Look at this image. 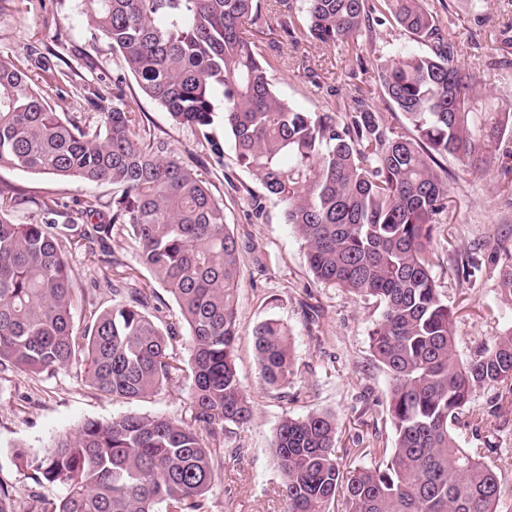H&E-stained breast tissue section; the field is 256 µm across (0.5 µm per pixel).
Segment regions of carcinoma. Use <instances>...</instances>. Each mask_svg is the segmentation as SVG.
Listing matches in <instances>:
<instances>
[{"label":"carcinoma","mask_w":512,"mask_h":512,"mask_svg":"<svg viewBox=\"0 0 512 512\" xmlns=\"http://www.w3.org/2000/svg\"><path fill=\"white\" fill-rule=\"evenodd\" d=\"M87 16L141 92L173 121L195 128L215 151L210 127L222 109L239 164L283 205L320 283L374 305L372 356L391 379L388 418L395 446L347 448L381 457L344 471L336 420L326 413L284 416L274 447L285 512H496L503 486L479 448L458 445L455 427L500 429L496 401L512 395V327L493 346L459 358L455 311L432 274L428 248L448 209L449 155L480 170L489 147L512 133V113L473 95L458 48L423 0H379L391 20L426 45L381 67L380 96L412 126L388 125L363 93L304 112L276 92L272 60L248 37L257 0H86ZM304 17L277 18L296 46L349 42L369 22L365 0H304ZM112 110L96 128L82 115L61 118L31 72L0 58V169L52 176L66 186L112 185L108 222L85 224L78 238L104 243L128 233L139 265L175 300L190 344L188 366L174 354L180 332L159 316L165 303L134 288L73 331L72 270L63 258L72 222L16 224L20 202L0 187V371L54 373L82 356L86 380L111 399L139 400L183 373L193 379L190 421L130 410L85 421L55 439L32 480L63 496L42 512H208L224 468L229 426L253 418L234 363L235 296L241 246L228 230L211 184L165 142L136 130L134 102L113 81ZM500 297L512 305V248ZM482 262L457 263L470 278ZM256 367L271 390L298 367L288 328L268 318L252 333ZM494 398L472 406L477 394Z\"/></svg>","instance_id":"cac0c4a2"}]
</instances>
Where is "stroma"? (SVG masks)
I'll list each match as a JSON object with an SVG mask.
<instances>
[{
  "instance_id": "stroma-1",
  "label": "stroma",
  "mask_w": 512,
  "mask_h": 512,
  "mask_svg": "<svg viewBox=\"0 0 512 512\" xmlns=\"http://www.w3.org/2000/svg\"><path fill=\"white\" fill-rule=\"evenodd\" d=\"M450 37L463 49L461 64L472 68L477 93L502 112H512V0H426ZM72 68L62 98L53 99L57 112L81 113L87 125L101 123L112 106V80L123 75L127 96L136 98L140 125L166 141L179 156L195 155L200 170L224 204L228 230L245 244L237 291L235 366L249 392L254 417L234 428L224 444V469L209 493V512H283L278 490L281 476L273 439L284 416L312 411L336 419L338 447L364 443L393 447L394 430L386 416L390 379L374 361L369 333L378 313L373 305L341 289L314 280L306 250L282 204L267 198L265 213L255 217L249 193H262L259 180L240 167L222 121L212 136L224 147L212 154L189 126L175 123L168 112L142 96L118 53L104 41L86 15L84 0H0V56L19 60L30 47ZM426 48L392 22L363 27L356 42L324 47L301 43L288 48L286 62L271 71L274 88L306 112L320 111L330 96L346 98L357 90L378 92V70L402 53L422 54ZM450 173L448 210L441 215L431 248L433 275L456 309L457 353L468 358L477 347L492 345L512 326V305L498 295L499 268L485 262L481 272L465 279L454 260L482 252L494 240L512 244V139L492 147L488 164L476 174L459 159L447 157ZM0 186L23 191L26 202L15 213L19 224L39 222V200L59 198L73 218L80 203L98 197L112 201L108 185L66 186L43 174L1 169ZM64 258L73 271L72 322L83 330L92 310L111 308L112 292L104 284V268L88 249L67 247ZM280 319L289 329L299 372L288 387L265 389L258 378L252 338L263 320ZM192 380L182 376L142 400L127 403L102 396L78 365L55 374L30 376L18 370L0 372V479L7 482L19 512H40L45 499L61 497V487L35 485L29 460H18L16 448L31 457L42 454L58 435L71 434L88 419L109 421L128 410L188 420ZM502 430L497 452L489 461L505 488L497 512H512V395L497 403Z\"/></svg>"
}]
</instances>
